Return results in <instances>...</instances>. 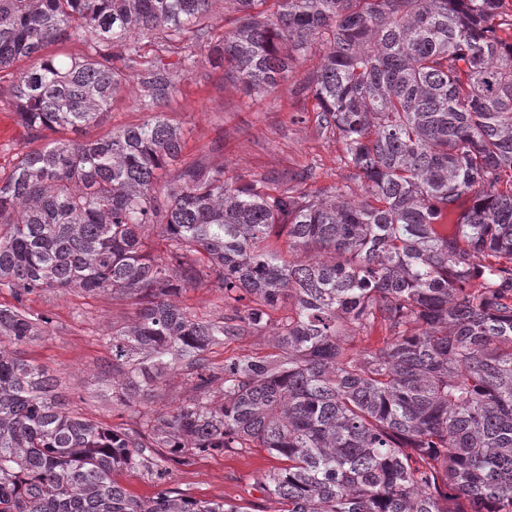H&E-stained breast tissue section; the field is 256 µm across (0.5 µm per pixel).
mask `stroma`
Returning a JSON list of instances; mask_svg holds the SVG:
<instances>
[{
	"instance_id": "stroma-1",
	"label": "stroma",
	"mask_w": 512,
	"mask_h": 512,
	"mask_svg": "<svg viewBox=\"0 0 512 512\" xmlns=\"http://www.w3.org/2000/svg\"><path fill=\"white\" fill-rule=\"evenodd\" d=\"M197 56L196 69L181 77L165 109L166 119L183 137L182 163L220 166L229 177L282 179L305 172L309 175L306 186L312 191L343 182L346 170L339 160L340 145L319 129L311 97L294 92L296 81L318 66V54L295 63L287 82L265 96L248 94L225 77L223 68L210 62L207 48L198 47ZM138 97L137 85H130L98 123L86 129V139L140 122ZM63 137L57 130L31 131L22 126L11 104L10 83L0 82V169L9 170L16 154L52 145ZM16 305L52 318L48 336L22 346L21 352L55 371L60 392L80 415L126 428L144 416L167 412L190 396V384L176 374L147 399L113 407L112 352L106 335L112 324L132 316L134 308L128 300L73 289L38 291L19 302L10 289L0 288V306ZM276 464V459L257 448L194 456L189 464L172 468L169 485L189 498L224 499L254 512H277V503L262 487L263 475Z\"/></svg>"
}]
</instances>
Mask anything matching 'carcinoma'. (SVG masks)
Returning <instances> with one entry per match:
<instances>
[{
    "label": "carcinoma",
    "mask_w": 512,
    "mask_h": 512,
    "mask_svg": "<svg viewBox=\"0 0 512 512\" xmlns=\"http://www.w3.org/2000/svg\"><path fill=\"white\" fill-rule=\"evenodd\" d=\"M220 1L233 15L217 38ZM72 38L87 56L48 51ZM145 39L206 45L261 95L318 49L295 93L343 145L345 182L311 193L191 164L159 186L183 152L164 108L196 56L177 72ZM11 74L21 124L71 136L0 173V287L126 296L135 315L107 334L112 401L177 371L192 394L151 424L83 418L8 348L52 319L0 306V512H248L170 488L142 500L118 480L164 484L188 455L229 448L283 462L262 479L280 512H512V3L0 0ZM131 76L146 118L83 139ZM202 284L224 301L215 319L178 302ZM263 333L276 352L209 363Z\"/></svg>",
    "instance_id": "obj_1"
}]
</instances>
